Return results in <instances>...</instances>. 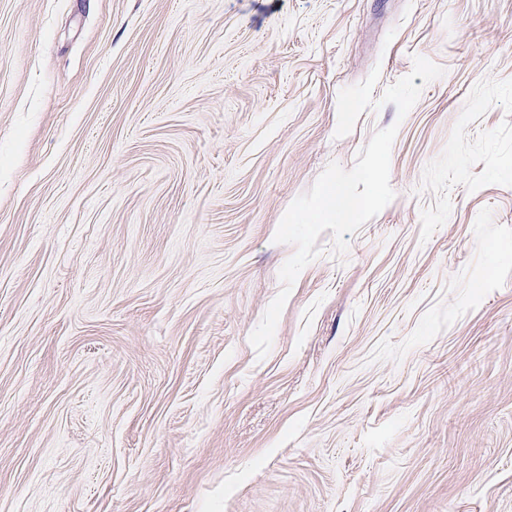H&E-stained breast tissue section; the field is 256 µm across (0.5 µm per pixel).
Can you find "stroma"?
Returning <instances> with one entry per match:
<instances>
[{
	"label": "stroma",
	"instance_id": "obj_1",
	"mask_svg": "<svg viewBox=\"0 0 512 512\" xmlns=\"http://www.w3.org/2000/svg\"><path fill=\"white\" fill-rule=\"evenodd\" d=\"M392 125L258 357L283 214ZM0 512H512V0H0Z\"/></svg>",
	"mask_w": 512,
	"mask_h": 512
}]
</instances>
